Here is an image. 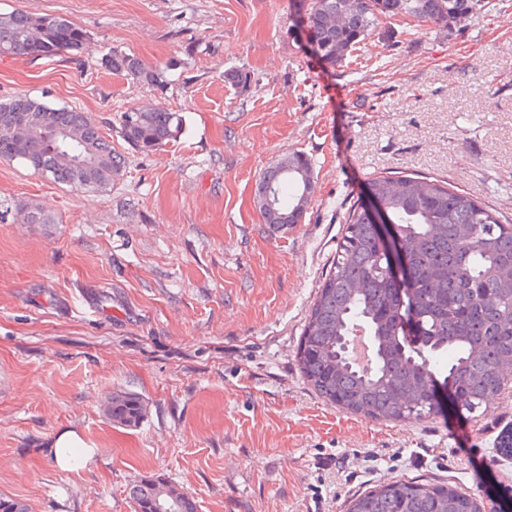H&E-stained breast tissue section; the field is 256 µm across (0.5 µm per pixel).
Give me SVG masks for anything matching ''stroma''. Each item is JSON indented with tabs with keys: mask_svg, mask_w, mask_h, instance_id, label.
I'll use <instances>...</instances> for the list:
<instances>
[{
	"mask_svg": "<svg viewBox=\"0 0 512 512\" xmlns=\"http://www.w3.org/2000/svg\"><path fill=\"white\" fill-rule=\"evenodd\" d=\"M494 2L447 32L384 20L333 67L298 22L304 0H0L91 37L78 56L0 57V101L77 108L125 156L92 192L0 159V496L133 512L128 484L152 476L198 512H347L404 479L512 512V387L471 413L379 421L326 403L297 362L369 179L433 177L512 223V0ZM113 50L161 82L105 71ZM142 105L181 116L180 137L128 150L112 125ZM293 150L315 189L281 234L254 193ZM24 206L50 223H20ZM116 391L146 404L138 426L106 416ZM67 429L91 454L70 472L49 451Z\"/></svg>",
	"mask_w": 512,
	"mask_h": 512,
	"instance_id": "obj_1",
	"label": "stroma"
}]
</instances>
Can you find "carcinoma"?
<instances>
[{
  "label": "carcinoma",
  "instance_id": "obj_1",
  "mask_svg": "<svg viewBox=\"0 0 512 512\" xmlns=\"http://www.w3.org/2000/svg\"><path fill=\"white\" fill-rule=\"evenodd\" d=\"M492 0H309V40L328 64H341L367 40L381 18L407 16L442 29L460 16L488 12ZM87 32L67 18L15 10L0 14V56L80 55ZM108 72L161 82L131 54L101 59ZM182 119L157 106L117 114L115 132L136 152L175 139ZM0 158L18 160L41 177L99 190L119 174L124 158L76 108H55L18 94L0 102ZM311 158L292 152L266 168L255 202L264 223L288 230L311 200ZM369 202L348 211L347 232L333 268L310 309L298 348L300 369L313 389L346 410L382 421L422 420L438 412L440 363L456 385L451 403L472 412L508 383L500 359L512 354V225L466 192L419 176L379 175L367 183ZM415 305L417 345L406 346L399 325ZM362 326L377 344L366 371L338 354L341 338ZM146 410L136 395L114 392L105 412L112 424L135 427ZM134 512H197L196 502L168 481L142 478L128 486ZM350 512H479L474 498L448 486L395 480L357 496Z\"/></svg>",
  "mask_w": 512,
  "mask_h": 512
}]
</instances>
